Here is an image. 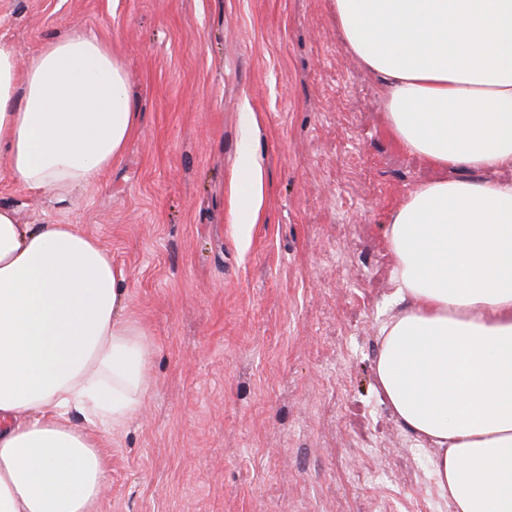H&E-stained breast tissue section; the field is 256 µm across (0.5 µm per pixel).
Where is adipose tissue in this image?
<instances>
[{"mask_svg":"<svg viewBox=\"0 0 512 512\" xmlns=\"http://www.w3.org/2000/svg\"><path fill=\"white\" fill-rule=\"evenodd\" d=\"M332 5L381 82L389 135L435 172L389 218L405 307L381 329L380 391L434 446L457 512H512V184L494 178L512 167V0ZM137 121L124 67L96 35L72 31L22 61L0 43V156L22 187L65 196L95 182ZM125 279L75 225L0 208V512H99L100 435L123 431L151 388Z\"/></svg>","mask_w":512,"mask_h":512,"instance_id":"ef3b65f1","label":"adipose tissue"}]
</instances>
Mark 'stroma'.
<instances>
[{
	"instance_id": "1",
	"label": "stroma",
	"mask_w": 512,
	"mask_h": 512,
	"mask_svg": "<svg viewBox=\"0 0 512 512\" xmlns=\"http://www.w3.org/2000/svg\"><path fill=\"white\" fill-rule=\"evenodd\" d=\"M76 28L123 63L138 124L65 197L0 158V207L97 237L148 334L150 394L103 438L101 512H452L374 373L404 307L386 222L431 171L386 131L331 0H0L18 57ZM250 156L265 192L242 226Z\"/></svg>"
}]
</instances>
